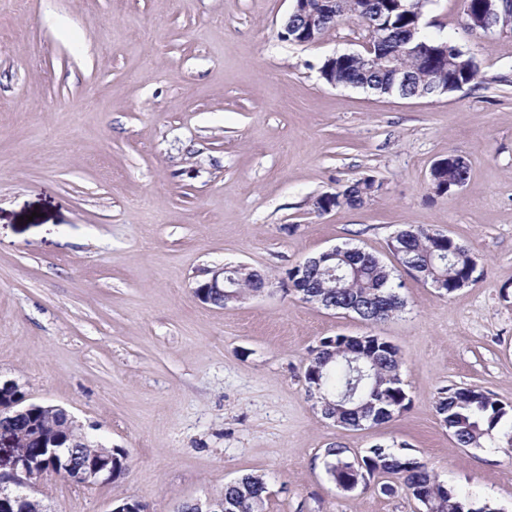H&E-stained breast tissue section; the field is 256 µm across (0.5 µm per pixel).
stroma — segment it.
Instances as JSON below:
<instances>
[{"instance_id": "stroma-1", "label": "stroma", "mask_w": 512, "mask_h": 512, "mask_svg": "<svg viewBox=\"0 0 512 512\" xmlns=\"http://www.w3.org/2000/svg\"><path fill=\"white\" fill-rule=\"evenodd\" d=\"M463 5L430 0L426 32L473 54L482 83L401 98L325 83L363 31L286 41L292 0H0V379L129 452L118 480H47L46 512H175L247 473L265 512H421L402 491L337 488L336 444L407 445L461 497L512 512V452L459 447L434 408L471 386L512 406V28L470 33ZM452 151L471 176L433 196ZM360 177L381 185L363 207L312 211ZM407 225L467 246L479 279L443 297L398 268L388 243ZM335 246L392 268L404 310L368 325L282 287ZM226 264L273 286L201 304L196 283ZM338 334L398 347L406 411L358 430L322 416L304 370Z\"/></svg>"}]
</instances>
